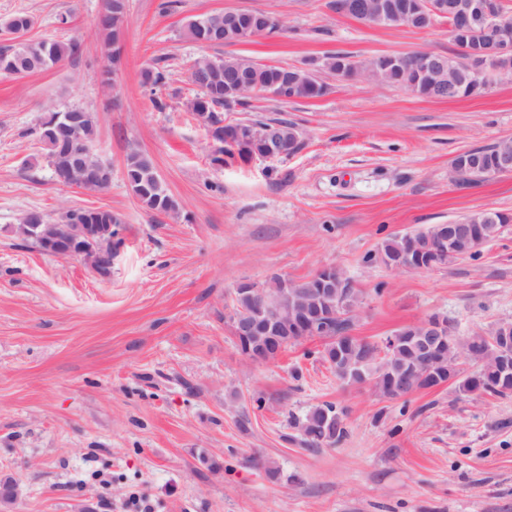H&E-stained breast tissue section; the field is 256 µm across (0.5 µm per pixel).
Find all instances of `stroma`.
<instances>
[{
  "label": "stroma",
  "instance_id": "1",
  "mask_svg": "<svg viewBox=\"0 0 512 512\" xmlns=\"http://www.w3.org/2000/svg\"><path fill=\"white\" fill-rule=\"evenodd\" d=\"M102 0H0L24 12L32 41L77 37V61L0 75V512H512V397H466L454 384L388 400L336 378L304 339L252 363L229 319L241 282L310 278L333 267L360 302L352 333L382 342L430 316L457 335L512 322V224L474 259L397 271L371 261L391 236L512 212V173L458 183L456 156L512 138V80L484 95L424 98L403 87L326 76L328 93L263 95L228 121L283 119L304 143L290 157L215 163L219 144L186 112L197 58L238 55L307 67L336 52L451 55L447 21L381 27L328 0H128L113 85L95 19ZM259 11L282 29L235 45L187 39L191 19ZM68 17L60 25L59 17ZM165 59L164 85L144 82ZM93 112L94 149L112 168L99 191L64 187L29 129L49 112ZM147 155L177 201L154 215L125 177ZM119 213L109 274L15 233L28 211ZM330 402L347 435L312 452L291 416ZM277 463L282 480L261 463Z\"/></svg>",
  "mask_w": 512,
  "mask_h": 512
}]
</instances>
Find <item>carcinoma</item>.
I'll return each instance as SVG.
<instances>
[{"instance_id": "cac0c4a2", "label": "carcinoma", "mask_w": 512, "mask_h": 512, "mask_svg": "<svg viewBox=\"0 0 512 512\" xmlns=\"http://www.w3.org/2000/svg\"><path fill=\"white\" fill-rule=\"evenodd\" d=\"M408 0H376L371 3L372 10L377 16L371 23L381 27H394L396 23L388 16L379 13V8L402 10ZM128 8V0H103L102 9L96 20V27L111 48L110 58L104 74L107 80H112L115 67L120 62L124 22ZM260 15L258 11H240L239 18L241 33H234L225 27L224 13H210L190 20L184 30V35L194 41L212 45L235 44L240 42L242 32L250 24L252 18ZM33 26V18L26 13H16L0 21V31L5 33L27 32ZM81 53V42L71 38L62 41H38L28 43H13L0 45V74L21 75L38 69L54 66L66 59L75 58ZM379 57L375 56L364 61H354L344 70L341 77L351 79L362 77L372 72V67L378 64ZM247 72L250 75L252 89L264 93L268 87L276 83L285 68L279 66L260 65L242 56H226L220 59L201 57L189 69L188 78L196 86L197 93L187 104L188 111L206 116L211 128L212 138L222 144L221 153L224 158H215L217 162L227 163L237 159L247 162L253 157V152L237 139L236 129L239 123L224 122V113L231 111L235 105L243 106L244 101L227 100L224 96V78L228 74ZM381 83L400 85L418 96L437 99H455L476 96L484 93L491 84L490 78L483 75L480 78L467 71L455 56L448 57V68L440 77L439 83L450 87L447 94H435L428 85L414 81L412 76L404 71L390 70L377 76ZM329 90L328 85L311 77L308 80L286 88L280 95L285 99L318 98ZM72 112L82 115L80 136L87 143L95 140L96 123L92 113L80 108ZM66 124V116L57 121H47L34 130L39 142L46 150L48 163L55 172L63 176L73 160L68 155L62 140L60 127ZM279 131L288 142V155H293L302 149L295 125L285 120L276 121ZM512 152V141L503 140L490 146L473 149L464 155V159L478 169L465 175L458 174V181L463 184H475L481 179L483 169L496 166L498 155ZM126 178L142 205L153 212L168 214L178 210V205L168 194L163 182L158 177L152 161L137 150L130 152L126 163ZM66 224H103L101 239L110 240L115 231L106 228L108 224L122 223L121 217L110 210L76 209L65 214ZM461 224H481L484 234L482 241L469 254L474 258L480 249L493 241L501 228L512 223V213L501 211H479L462 217ZM437 238V225H432L423 231L396 235L386 239L375 259L388 266L401 255H409L418 261H423L429 268L448 266L458 260L451 253L452 247L443 245L441 249L427 245V242ZM324 274L318 272L309 279L301 282L277 278L272 284L263 289L271 299L288 301V297L305 300L309 303H323L328 300L331 289L324 287ZM336 290L346 295L349 309L336 312L330 320L332 334L324 342L321 352L322 359L328 363L336 378L348 385L361 386L369 384L373 390L386 399H399L418 390L427 389L441 382L448 381V375L458 378V391L464 395H489L499 398L512 397V377L501 373L499 363L500 351L494 344L495 336L474 333L470 336L459 337L452 335L439 342L436 348L434 364L429 373H424L416 367L414 350L419 341V330L414 325L398 329L393 336L386 337L383 345L351 335L355 308L358 298L350 283L336 286ZM255 299L252 292L246 289L236 290L234 311L238 313L254 310ZM468 358L480 360L477 371L462 375L460 365ZM291 424L302 436L303 444L309 449H319L326 445H335L347 434L345 411L332 403L318 405L301 417L292 418Z\"/></svg>"}]
</instances>
